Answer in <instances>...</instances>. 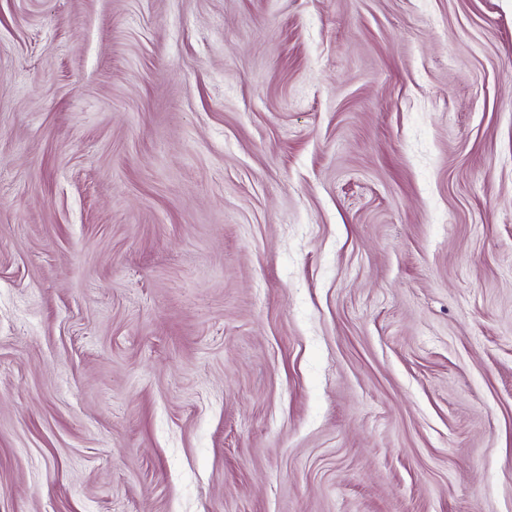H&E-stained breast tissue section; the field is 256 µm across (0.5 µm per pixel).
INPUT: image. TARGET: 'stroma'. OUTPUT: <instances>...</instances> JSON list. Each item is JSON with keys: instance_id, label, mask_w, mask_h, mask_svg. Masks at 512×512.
I'll return each mask as SVG.
<instances>
[{"instance_id": "obj_1", "label": "stroma", "mask_w": 512, "mask_h": 512, "mask_svg": "<svg viewBox=\"0 0 512 512\" xmlns=\"http://www.w3.org/2000/svg\"><path fill=\"white\" fill-rule=\"evenodd\" d=\"M0 512H512V0H0Z\"/></svg>"}]
</instances>
